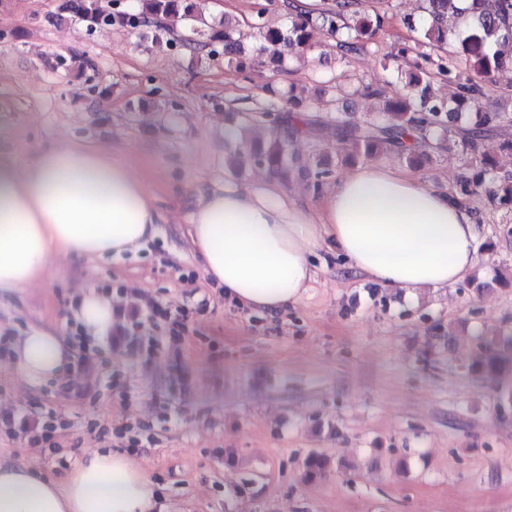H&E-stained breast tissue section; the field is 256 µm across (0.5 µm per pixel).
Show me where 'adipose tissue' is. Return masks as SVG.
<instances>
[{
    "instance_id": "adipose-tissue-1",
    "label": "adipose tissue",
    "mask_w": 512,
    "mask_h": 512,
    "mask_svg": "<svg viewBox=\"0 0 512 512\" xmlns=\"http://www.w3.org/2000/svg\"><path fill=\"white\" fill-rule=\"evenodd\" d=\"M163 215L144 179L108 149L72 144L0 161V290L42 280L53 258L120 255L154 236ZM188 236L225 298L280 312L312 287L310 254L348 261L357 273L415 295L468 277L477 263L466 204L412 171L359 165L307 207L279 181L201 186ZM74 317L87 338L112 329V301L87 293ZM75 360L58 329L31 326L14 343L17 372L31 387L64 375ZM155 487L127 456L95 452L65 477L0 459V512H158Z\"/></svg>"
}]
</instances>
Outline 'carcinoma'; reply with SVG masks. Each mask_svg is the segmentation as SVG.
Listing matches in <instances>:
<instances>
[{"label": "carcinoma", "instance_id": "cac0c4a2", "mask_svg": "<svg viewBox=\"0 0 512 512\" xmlns=\"http://www.w3.org/2000/svg\"><path fill=\"white\" fill-rule=\"evenodd\" d=\"M143 2L145 10L137 13L109 11L101 0H66V8L79 17L88 32L102 26H119L134 32L151 28L156 42L164 40L171 46L205 51L209 56L220 46L229 63L245 55L240 31L227 23L219 29H202L191 0ZM421 9L423 19L408 22L420 36L411 47L417 57L414 71L400 80L407 93L386 97L379 87H363L362 92L384 98L383 120L355 123L336 113V144L332 153L318 151L310 161L311 187L315 191L321 189L324 179L333 173L335 160L348 165L362 156L392 152L410 166L421 167L428 152L449 150L457 138L469 161L462 167L453 197L468 201L484 194L495 209L512 214V173L500 174L495 159L481 152L486 135L512 128V112L483 108L487 89L479 81L512 62V0H471L468 9L459 8V0H422ZM265 14L263 8L253 15L250 56L258 65L268 62L275 69L282 66L284 55H268L271 46H286L293 55L311 50L316 46L313 33L318 30L334 41L337 54L347 58L383 30L387 20L377 9L367 12L362 0H324L316 10L290 4L288 21L280 27L268 25ZM167 19L183 26L184 34L179 40L168 38L170 27L164 24ZM439 79L456 85L453 96L440 98L432 93V84ZM305 111V98L292 91L284 108L271 100L264 109L269 115L265 119L269 134L261 140L244 139L245 155L233 153L234 161H253L280 180H288L295 165L292 142L302 128L311 126L307 117L295 121L293 114ZM503 341L502 333L478 337L470 370L480 375L498 373L502 368L499 348ZM327 467L325 457L312 454L304 462L303 477L314 480Z\"/></svg>", "mask_w": 512, "mask_h": 512}]
</instances>
